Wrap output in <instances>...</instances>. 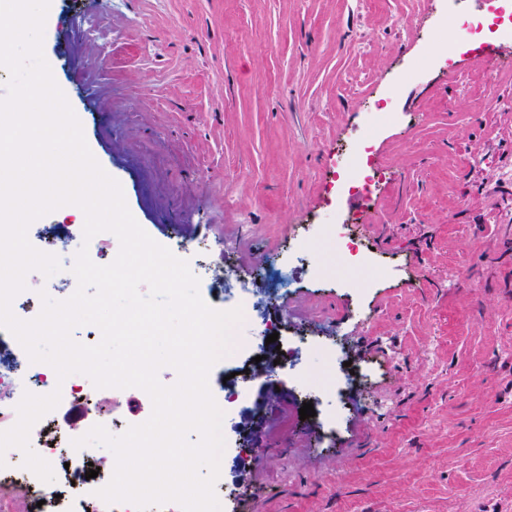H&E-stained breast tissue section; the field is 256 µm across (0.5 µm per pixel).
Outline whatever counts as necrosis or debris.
Here are the masks:
<instances>
[{"label":"necrosis or debris","instance_id":"1","mask_svg":"<svg viewBox=\"0 0 512 512\" xmlns=\"http://www.w3.org/2000/svg\"><path fill=\"white\" fill-rule=\"evenodd\" d=\"M381 176V165L371 161L363 144H356L343 173L348 189L371 194ZM288 251L305 261V273L310 281L332 277L338 288L364 299L369 298L379 282L390 274L389 267L369 249L365 228L348 223L341 215L335 223L311 224L303 233L290 237ZM224 275L235 278L238 287L225 291V299L216 302V309L241 307L243 323L252 329L250 336L235 344L236 371L252 368L254 376L272 377L277 383L293 385L301 394L315 400L323 396H340L350 379L342 348L334 345L327 348L331 368L321 382L311 383L305 371L302 355L311 349L312 343L302 334L288 332L295 322L288 299L296 291V282L281 269L278 256L272 254L264 258L253 274L240 273L228 265ZM263 278L271 282L272 291L278 298L279 311L273 318L258 311L253 283ZM275 332L282 337L279 360L257 362V355L264 352L267 336ZM56 389L60 390L62 399L70 402L83 404L88 399L80 375L72 374L65 380H58L50 365L30 362L15 337L0 329V395L7 396L10 406H17L24 392L46 395ZM29 441L37 454L49 463L59 465L58 484H44L24 467V454L14 447L5 459L4 467L0 468V488L13 484L29 487L38 502L33 512H136L129 503L103 505L97 491L109 482V474L102 472L95 478H88L89 464L96 459L94 448H74L71 435L56 422L53 414L44 415L32 427Z\"/></svg>","mask_w":512,"mask_h":512}]
</instances>
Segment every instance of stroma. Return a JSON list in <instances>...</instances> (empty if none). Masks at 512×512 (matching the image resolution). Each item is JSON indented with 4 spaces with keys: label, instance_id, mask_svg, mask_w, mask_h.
Returning <instances> with one entry per match:
<instances>
[{
    "label": "stroma",
    "instance_id": "35a3bbf8",
    "mask_svg": "<svg viewBox=\"0 0 512 512\" xmlns=\"http://www.w3.org/2000/svg\"><path fill=\"white\" fill-rule=\"evenodd\" d=\"M460 7L484 24L505 13L494 0H51L53 77L156 242L203 238L215 264L251 272L302 225L367 213L374 249L419 281L384 280L367 322L288 266L302 332L341 339L366 373L334 440L321 416L295 417L279 433L288 452L243 466L237 447L303 400L271 388L225 420L221 499L246 512H512V223L494 221L512 168V44L477 35L449 66L411 73L438 56L437 17ZM95 13L111 52L77 30ZM488 56L502 63L492 84ZM380 110L400 122L373 124ZM360 137L385 178L373 199L337 197L329 181ZM64 221L35 220L32 245L74 258Z\"/></svg>",
    "mask_w": 512,
    "mask_h": 512
}]
</instances>
